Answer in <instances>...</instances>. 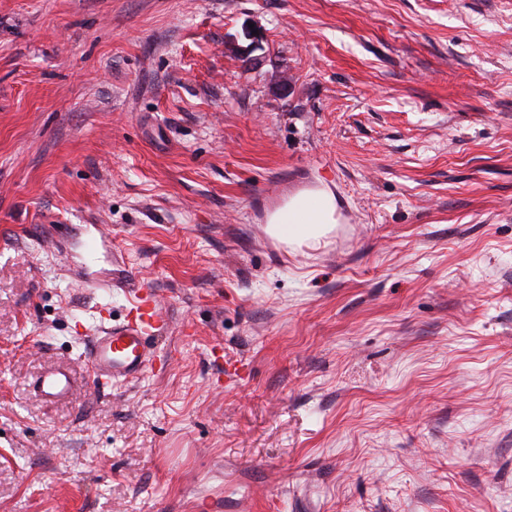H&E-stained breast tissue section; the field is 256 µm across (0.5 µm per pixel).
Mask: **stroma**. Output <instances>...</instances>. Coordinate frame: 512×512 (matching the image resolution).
Here are the masks:
<instances>
[{"label":"stroma","mask_w":512,"mask_h":512,"mask_svg":"<svg viewBox=\"0 0 512 512\" xmlns=\"http://www.w3.org/2000/svg\"><path fill=\"white\" fill-rule=\"evenodd\" d=\"M137 281L163 365L104 392ZM212 501L512 512V0H0V512ZM334 196L315 189L290 198L270 214L269 231L286 242L316 240L324 235L330 224H336ZM35 384L47 401L55 402L69 395L72 389V378L68 371L55 369L40 375Z\"/></svg>","instance_id":"1"}]
</instances>
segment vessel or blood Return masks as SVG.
<instances>
[{
  "mask_svg": "<svg viewBox=\"0 0 512 512\" xmlns=\"http://www.w3.org/2000/svg\"><path fill=\"white\" fill-rule=\"evenodd\" d=\"M132 295L129 316L99 326L86 344L84 356L98 388L132 381L152 369L158 358L154 341L169 329L153 291L140 285L133 288ZM36 387L47 401L55 402L69 395L72 378L66 370H50L37 378Z\"/></svg>",
  "mask_w": 512,
  "mask_h": 512,
  "instance_id": "obj_1",
  "label": "vessel or blood"
}]
</instances>
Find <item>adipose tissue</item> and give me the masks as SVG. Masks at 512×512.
I'll return each instance as SVG.
<instances>
[{
    "label": "adipose tissue",
    "instance_id": "ef3b65f1",
    "mask_svg": "<svg viewBox=\"0 0 512 512\" xmlns=\"http://www.w3.org/2000/svg\"><path fill=\"white\" fill-rule=\"evenodd\" d=\"M335 213L336 202L330 192L307 191L290 198L270 214L269 231L286 242L315 240L334 223Z\"/></svg>",
    "mask_w": 512,
    "mask_h": 512
}]
</instances>
